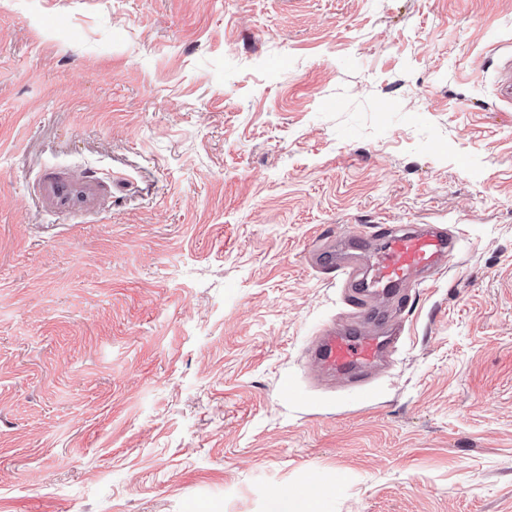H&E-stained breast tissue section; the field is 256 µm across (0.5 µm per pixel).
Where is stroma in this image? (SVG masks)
Instances as JSON below:
<instances>
[{
  "instance_id": "1",
  "label": "stroma",
  "mask_w": 512,
  "mask_h": 512,
  "mask_svg": "<svg viewBox=\"0 0 512 512\" xmlns=\"http://www.w3.org/2000/svg\"><path fill=\"white\" fill-rule=\"evenodd\" d=\"M511 50L512 0H0V512H512ZM375 224L461 250L369 398L306 349ZM493 79L495 86L500 90V100L508 105H512V54L501 56ZM31 195L43 211L93 216L106 210L112 199V183L69 168H52L32 185ZM315 492V489L303 493L292 489L283 490L279 496L283 499L287 509L284 512H314V503L317 497Z\"/></svg>"
}]
</instances>
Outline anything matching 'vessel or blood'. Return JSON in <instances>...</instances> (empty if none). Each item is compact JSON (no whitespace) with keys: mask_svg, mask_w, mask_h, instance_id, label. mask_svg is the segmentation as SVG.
Segmentation results:
<instances>
[{"mask_svg":"<svg viewBox=\"0 0 512 512\" xmlns=\"http://www.w3.org/2000/svg\"><path fill=\"white\" fill-rule=\"evenodd\" d=\"M493 79L502 102L512 105V54L501 56ZM31 193L44 211L93 216L106 210L112 186L69 168H52ZM375 233L384 244L369 250V269H362L356 256L368 250L359 230L317 256L322 270L339 277L353 312L344 324L325 325L311 341L307 358L322 373L357 386L367 385L370 372L387 362L400 341L404 324L389 311L399 308L408 284L438 279L460 249L459 235L442 224H380Z\"/></svg>","mask_w":512,"mask_h":512,"instance_id":"b4317fda","label":"vessel or blood"}]
</instances>
